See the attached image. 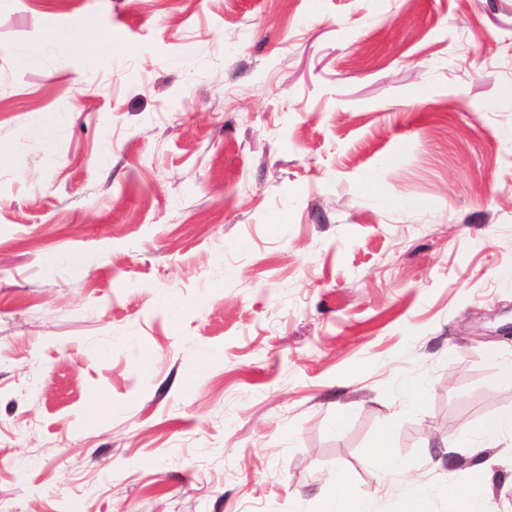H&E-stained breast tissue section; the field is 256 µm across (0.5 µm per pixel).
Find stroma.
I'll return each mask as SVG.
<instances>
[{"label":"stroma","instance_id":"35a3bbf8","mask_svg":"<svg viewBox=\"0 0 512 512\" xmlns=\"http://www.w3.org/2000/svg\"><path fill=\"white\" fill-rule=\"evenodd\" d=\"M511 325L512 0H0V512H512ZM512 431V414L497 415L484 420L478 430L482 438V446L473 448L476 455L484 457L488 449L495 447L500 435ZM368 503L356 495L336 497L334 486L326 487L321 496L319 512H371ZM488 495L484 485L473 488L467 495L460 497L454 504V512H487Z\"/></svg>","mask_w":512,"mask_h":512}]
</instances>
